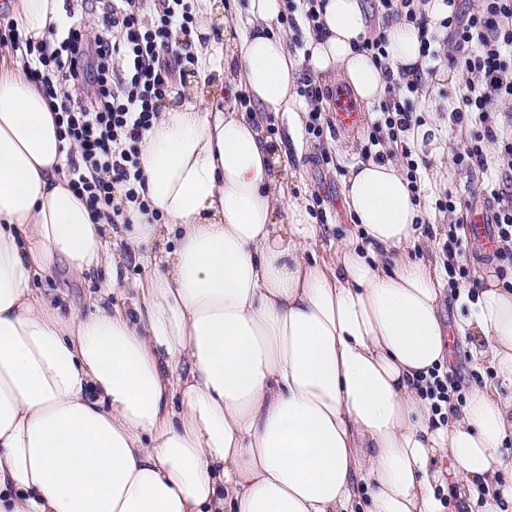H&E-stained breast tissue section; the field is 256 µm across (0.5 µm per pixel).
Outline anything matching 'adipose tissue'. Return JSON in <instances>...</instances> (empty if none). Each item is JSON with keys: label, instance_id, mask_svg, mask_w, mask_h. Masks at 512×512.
Returning a JSON list of instances; mask_svg holds the SVG:
<instances>
[{"label": "adipose tissue", "instance_id": "adipose-tissue-1", "mask_svg": "<svg viewBox=\"0 0 512 512\" xmlns=\"http://www.w3.org/2000/svg\"><path fill=\"white\" fill-rule=\"evenodd\" d=\"M322 34L290 53L285 0H245L247 25L196 45L191 101L164 107L139 144L150 214L94 220L68 185L46 96L0 63V512H512L495 481L512 438V289L459 288L468 318L440 317L442 278L403 258L427 214L395 160L351 166L344 203L359 233L333 260L288 195L304 75L381 100L420 63L417 30L384 28L389 73L360 46L362 0H318ZM25 38L66 21L63 0H10ZM246 102H239V94ZM367 247H360V240ZM154 266L121 272L117 247ZM106 270L94 309L62 312L36 283L57 266ZM130 289L128 305L112 304ZM491 360L497 384L433 413L420 388L449 337Z\"/></svg>", "mask_w": 512, "mask_h": 512}]
</instances>
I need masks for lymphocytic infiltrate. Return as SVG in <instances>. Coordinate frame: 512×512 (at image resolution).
Here are the masks:
<instances>
[{
  "instance_id": "lymphocytic-infiltrate-1",
  "label": "lymphocytic infiltrate",
  "mask_w": 512,
  "mask_h": 512,
  "mask_svg": "<svg viewBox=\"0 0 512 512\" xmlns=\"http://www.w3.org/2000/svg\"><path fill=\"white\" fill-rule=\"evenodd\" d=\"M195 0H108L103 20L107 35L87 39L76 30L58 44L21 43L28 77L39 81L50 96H62L58 118L62 139L76 144L68 176L84 196L96 219L118 223L129 206L148 212L143 194L139 144L171 96L183 60L179 37L190 36ZM429 0H380L388 19H405L417 28L421 56L428 65L449 61L466 74L451 122L473 132L457 167L485 169L487 144L497 147L503 170L491 194L497 202L492 221L494 238L512 243V137L500 129L499 101L512 100V0H480L431 20ZM154 6L156 17L145 22ZM423 78L406 81L408 99L393 98L375 120L388 132L409 130L411 97L420 95Z\"/></svg>"
}]
</instances>
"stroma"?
<instances>
[{"mask_svg":"<svg viewBox=\"0 0 512 512\" xmlns=\"http://www.w3.org/2000/svg\"><path fill=\"white\" fill-rule=\"evenodd\" d=\"M459 95L458 88H451L428 77L422 97L413 101V110L440 137L448 141V158L435 160L419 157L417 160L418 177H425L432 170H440L442 179L436 188L422 189V202L427 207L430 221L422 230L421 245L407 247L406 255L410 260L422 261L439 268L443 265L441 247L448 232L449 218L440 206L448 197L467 201L477 199L486 212H494L496 205L492 198L479 193L482 182L480 171H468L459 168L453 161L454 155L462 152L469 137L467 128L452 124L448 119V108ZM375 110L365 113L362 126L352 133L337 132L334 127L325 128L321 138L304 136L306 150L303 156H290L292 168L298 169L300 176L293 189L294 196L310 201L311 214H324L323 234L317 245L321 258L332 259L342 246L352 229L350 218L344 206L343 178L348 168L361 161L362 148L375 132ZM460 265L467 268L469 281H476L485 272L493 273L503 282L512 281V262L500 260L496 253L479 252L472 239H464L458 258ZM103 283L102 277L71 276L66 269L57 268L52 278L45 282L46 288L54 294L55 301L62 309L75 308L90 312V301L96 296ZM448 372L457 374L463 388L481 387L495 382V371L491 364L473 368L466 348L459 341L450 344V359L446 366Z\"/></svg>","mask_w":512,"mask_h":512,"instance_id":"stroma-1","label":"stroma"}]
</instances>
